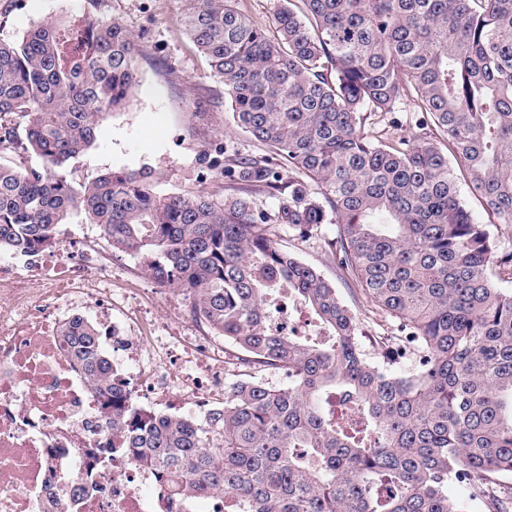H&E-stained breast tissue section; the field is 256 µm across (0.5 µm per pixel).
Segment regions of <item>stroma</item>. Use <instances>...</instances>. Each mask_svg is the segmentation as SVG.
<instances>
[{"label": "stroma", "instance_id": "stroma-1", "mask_svg": "<svg viewBox=\"0 0 512 512\" xmlns=\"http://www.w3.org/2000/svg\"><path fill=\"white\" fill-rule=\"evenodd\" d=\"M184 0H0V40H19L30 28L57 24L74 15L118 22L140 34L138 84L125 108L100 125L86 152L72 159L74 179L90 182L101 173L145 170L156 192L206 189L220 196L223 185L204 180L203 152L222 144L226 158L263 153V145L236 127L223 82L181 32ZM302 239L281 231L279 242L335 283L364 335L395 336V322L379 316L373 303L339 268L325 238Z\"/></svg>", "mask_w": 512, "mask_h": 512}]
</instances>
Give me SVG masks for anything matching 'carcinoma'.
Returning <instances> with one entry per match:
<instances>
[{"instance_id": "carcinoma-1", "label": "carcinoma", "mask_w": 512, "mask_h": 512, "mask_svg": "<svg viewBox=\"0 0 512 512\" xmlns=\"http://www.w3.org/2000/svg\"><path fill=\"white\" fill-rule=\"evenodd\" d=\"M185 2L183 33L267 148L204 153L221 199L65 172L137 85L142 36L72 17L0 41V250L49 247L80 209L236 348L223 407L154 418L124 407L98 327L63 329L132 459L228 512H464L447 492L462 477L487 512H512V250L495 233L512 224V0H302L274 37L235 0ZM404 98L424 114L408 128L393 117ZM379 114L393 133L368 134ZM30 153L41 166L12 161ZM460 181L496 222L475 218ZM331 223L341 269L421 353L414 373L392 368L390 338L368 361L336 287L279 243ZM284 298L316 335L283 325Z\"/></svg>"}]
</instances>
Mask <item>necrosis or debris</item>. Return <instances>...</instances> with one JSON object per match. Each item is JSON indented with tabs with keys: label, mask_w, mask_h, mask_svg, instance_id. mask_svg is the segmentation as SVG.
<instances>
[{
	"label": "necrosis or debris",
	"mask_w": 512,
	"mask_h": 512,
	"mask_svg": "<svg viewBox=\"0 0 512 512\" xmlns=\"http://www.w3.org/2000/svg\"><path fill=\"white\" fill-rule=\"evenodd\" d=\"M114 268L97 242L61 230L50 249L0 258V512H224L220 496L175 490L124 450L105 427L104 399L60 334L75 314L93 319L112 370L140 413L206 415L224 404V341L194 311L164 331L140 281ZM171 359L179 373L148 366ZM84 473L93 492L62 479Z\"/></svg>",
	"instance_id": "obj_1"
}]
</instances>
